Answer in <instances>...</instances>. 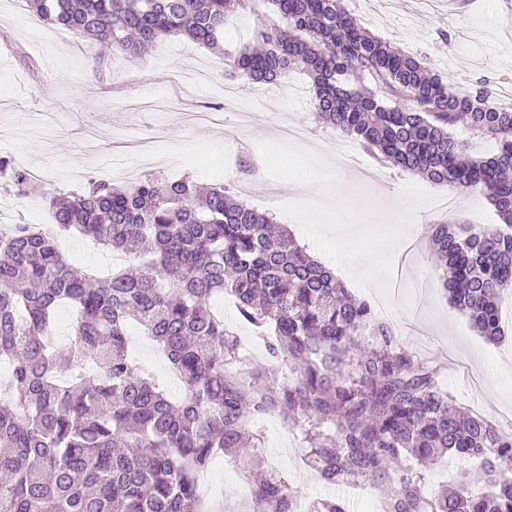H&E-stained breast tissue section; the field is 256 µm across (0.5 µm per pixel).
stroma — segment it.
<instances>
[{"label":"stroma","instance_id":"1","mask_svg":"<svg viewBox=\"0 0 512 512\" xmlns=\"http://www.w3.org/2000/svg\"><path fill=\"white\" fill-rule=\"evenodd\" d=\"M412 0H344L371 34L403 52L422 58L433 73L468 87L485 82L492 98L512 81V11L505 0H439L435 10L412 7ZM16 0H0V156H24L42 170L43 179L29 194H0L17 222L49 223V198L59 189L104 180L123 187L137 181L139 170L112 172L103 159L148 142L158 163L156 174L168 179L190 176L202 185L235 176L243 158L257 164V193L247 198L257 210L287 225L301 246L323 264L335 267L341 245L334 226L346 228L359 255L372 258L370 276L337 269L349 292L384 311L402 346L413 354L429 352L455 361L443 386L457 404L491 420L512 413V334L487 343L468 320L451 307L431 270V241L421 219L433 197L446 189L421 176L382 167L352 146L339 162L338 132L317 121L295 72L281 85L257 86L244 80L226 83L225 54L251 42L255 17L240 11L224 26V51L216 53L185 39L156 43L150 55L133 60L85 45L69 30L34 26ZM232 86L237 105L251 109L237 124L224 106V88ZM275 101L283 120L302 126L306 139H280L256 98ZM343 165L344 197L335 187L314 197L305 211L286 202L272 208L270 193L297 185L310 171ZM454 208L438 213L436 223H465L478 218L498 223L487 192L459 190ZM263 435L255 454L306 498L345 494L351 512L365 502L379 503L378 491H346L319 481L302 460L298 429H286L269 415L256 422Z\"/></svg>","mask_w":512,"mask_h":512}]
</instances>
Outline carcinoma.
I'll return each mask as SVG.
<instances>
[{
  "label": "carcinoma",
  "mask_w": 512,
  "mask_h": 512,
  "mask_svg": "<svg viewBox=\"0 0 512 512\" xmlns=\"http://www.w3.org/2000/svg\"><path fill=\"white\" fill-rule=\"evenodd\" d=\"M261 1L250 47L224 75L272 83L295 70L313 88L319 121L356 139L379 164L435 185L482 189L499 224H431L435 262L453 305L480 334L503 335L512 288V108L484 86L448 92L414 56L369 35L341 0H25L39 20L96 46L141 58L164 37L219 48L229 15ZM464 122L496 140L475 159L448 129ZM31 176L0 157V184L24 194ZM55 231L15 224L0 233V512H201L197 477L219 454L249 460L250 423L275 414L300 428L304 456L329 485L367 483L383 512H512V434L455 404L440 360L415 357L349 294L286 227L247 206L235 182L202 188L155 174L127 187L92 180L49 199ZM78 235L132 255L107 276L76 270L58 236ZM236 300L238 318L266 341L269 369L243 353L211 301ZM74 342L51 339L59 305ZM167 356L185 393L171 399L128 356L129 326ZM450 455L477 461L469 477L427 495L430 470ZM288 481L251 483L226 512H291ZM310 512H350L342 497Z\"/></svg>",
  "instance_id": "cac0c4a2"
}]
</instances>
